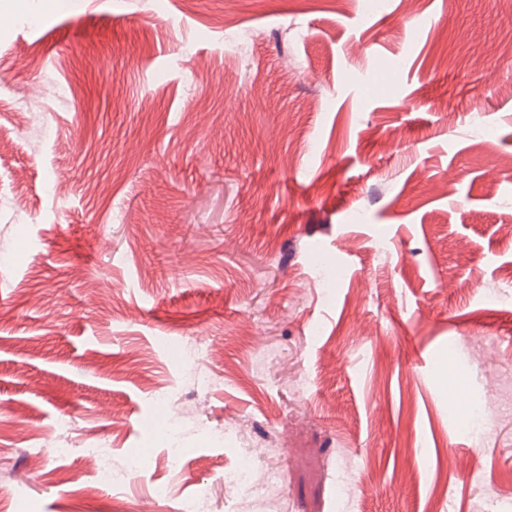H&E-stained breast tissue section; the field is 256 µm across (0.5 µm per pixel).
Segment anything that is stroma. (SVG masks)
Returning a JSON list of instances; mask_svg holds the SVG:
<instances>
[{
  "label": "stroma",
  "instance_id": "stroma-1",
  "mask_svg": "<svg viewBox=\"0 0 512 512\" xmlns=\"http://www.w3.org/2000/svg\"><path fill=\"white\" fill-rule=\"evenodd\" d=\"M18 2L0 0V501L179 512L206 484L205 512H264L223 476L270 442L255 474L279 471L288 512H512V10L53 0L31 22ZM464 362L493 398L479 444L448 408ZM96 443L120 479L90 496ZM343 457L368 480L340 505Z\"/></svg>",
  "mask_w": 512,
  "mask_h": 512
}]
</instances>
